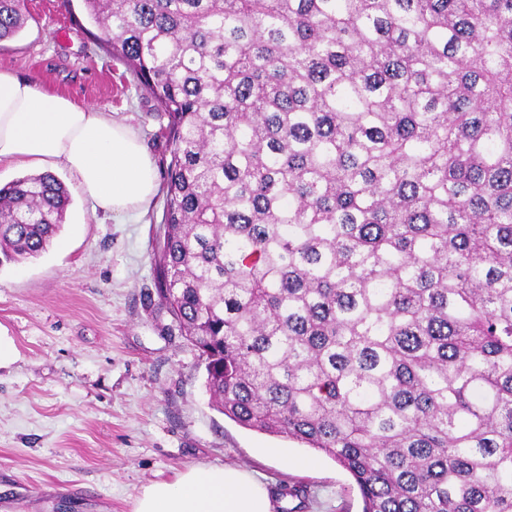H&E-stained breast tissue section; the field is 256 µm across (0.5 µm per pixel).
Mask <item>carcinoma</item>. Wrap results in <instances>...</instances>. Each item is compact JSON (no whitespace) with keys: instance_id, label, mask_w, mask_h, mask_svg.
<instances>
[{"instance_id":"1","label":"carcinoma","mask_w":512,"mask_h":512,"mask_svg":"<svg viewBox=\"0 0 512 512\" xmlns=\"http://www.w3.org/2000/svg\"><path fill=\"white\" fill-rule=\"evenodd\" d=\"M83 6L171 118L158 294L213 407L363 512H512V0ZM70 204L0 186V268Z\"/></svg>"}]
</instances>
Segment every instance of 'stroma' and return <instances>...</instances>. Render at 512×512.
Segmentation results:
<instances>
[{"mask_svg":"<svg viewBox=\"0 0 512 512\" xmlns=\"http://www.w3.org/2000/svg\"><path fill=\"white\" fill-rule=\"evenodd\" d=\"M0 66L131 125L166 180L170 119L123 61L77 25L80 0H27ZM39 257L0 268V512H133L143 488L197 465L260 474L272 512H362L350 476L297 441L218 412L198 353L160 305L153 260L166 211L93 214L73 182ZM275 448L301 458L283 465Z\"/></svg>","mask_w":512,"mask_h":512,"instance_id":"stroma-1","label":"stroma"}]
</instances>
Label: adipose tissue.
Returning <instances> with one entry per match:
<instances>
[{
	"mask_svg": "<svg viewBox=\"0 0 512 512\" xmlns=\"http://www.w3.org/2000/svg\"><path fill=\"white\" fill-rule=\"evenodd\" d=\"M60 168L94 210L122 220L158 192L154 160L132 126L0 67V167ZM134 512H272L265 485L234 467L195 466L144 488Z\"/></svg>",
	"mask_w": 512,
	"mask_h": 512,
	"instance_id": "adipose-tissue-1",
	"label": "adipose tissue"
}]
</instances>
